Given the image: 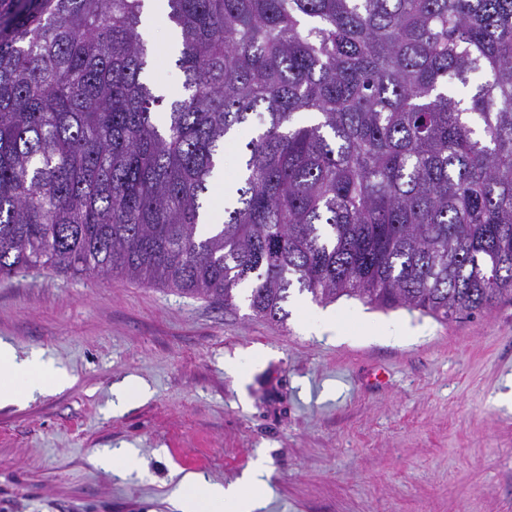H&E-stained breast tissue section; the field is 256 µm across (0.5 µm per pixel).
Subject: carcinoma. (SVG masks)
Listing matches in <instances>:
<instances>
[{
    "instance_id": "obj_1",
    "label": "carcinoma",
    "mask_w": 512,
    "mask_h": 512,
    "mask_svg": "<svg viewBox=\"0 0 512 512\" xmlns=\"http://www.w3.org/2000/svg\"><path fill=\"white\" fill-rule=\"evenodd\" d=\"M0 0V275H120L283 322L291 290L448 320L512 294V0ZM468 103L450 86L469 84ZM235 199L224 145L253 114ZM176 58V56H172L163 66L151 69L148 72L149 81L157 83L164 90L165 87H170L173 92L176 91L177 85L181 81V74L175 66Z\"/></svg>"
}]
</instances>
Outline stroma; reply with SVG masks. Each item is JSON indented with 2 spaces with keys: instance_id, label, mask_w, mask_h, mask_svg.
Instances as JSON below:
<instances>
[{
  "instance_id": "35a3bbf8",
  "label": "stroma",
  "mask_w": 512,
  "mask_h": 512,
  "mask_svg": "<svg viewBox=\"0 0 512 512\" xmlns=\"http://www.w3.org/2000/svg\"><path fill=\"white\" fill-rule=\"evenodd\" d=\"M287 310L0 276V340L74 379L0 407V512H176L179 473L230 485L260 462L261 512H512V295L445 322L307 293ZM121 386L150 395L118 409ZM101 448L135 463L103 471Z\"/></svg>"
}]
</instances>
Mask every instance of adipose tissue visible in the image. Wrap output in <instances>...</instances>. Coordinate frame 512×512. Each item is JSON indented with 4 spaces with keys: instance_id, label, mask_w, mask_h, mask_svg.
<instances>
[{
    "instance_id": "obj_1",
    "label": "adipose tissue",
    "mask_w": 512,
    "mask_h": 512,
    "mask_svg": "<svg viewBox=\"0 0 512 512\" xmlns=\"http://www.w3.org/2000/svg\"><path fill=\"white\" fill-rule=\"evenodd\" d=\"M72 378L39 354L18 359L14 349L0 342V406L19 404L34 394L70 387ZM262 470H253L241 483L224 487L197 473L180 476L174 492L178 512H259L265 495Z\"/></svg>"
}]
</instances>
